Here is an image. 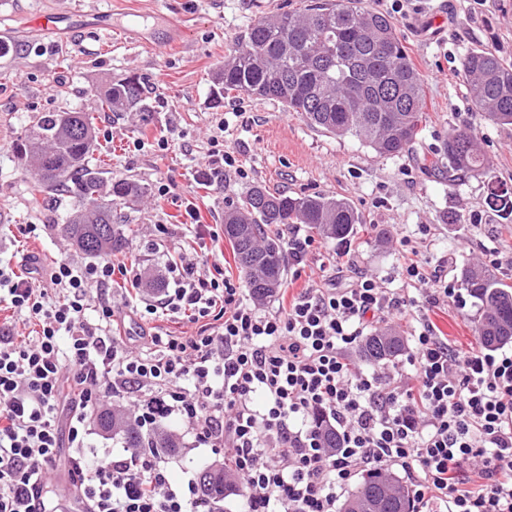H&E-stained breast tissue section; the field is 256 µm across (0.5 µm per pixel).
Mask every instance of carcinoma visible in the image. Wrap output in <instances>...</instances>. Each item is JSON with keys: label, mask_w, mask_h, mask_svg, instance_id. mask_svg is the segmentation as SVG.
I'll list each match as a JSON object with an SVG mask.
<instances>
[{"label": "carcinoma", "mask_w": 512, "mask_h": 512, "mask_svg": "<svg viewBox=\"0 0 512 512\" xmlns=\"http://www.w3.org/2000/svg\"><path fill=\"white\" fill-rule=\"evenodd\" d=\"M468 91L476 111L500 125L512 126V67L491 51L470 52L463 61ZM215 97L243 91L281 103L310 125L335 136H352L381 156H396L419 138L426 121L421 76L409 58L393 22L386 16L343 2L305 5L273 19L254 20L243 43L230 51L215 74ZM101 110L145 112L139 78L103 82ZM94 116L83 111L41 112L16 139L18 164L37 172L33 194H73L76 205L65 231L82 253L108 256L124 248L127 238L112 223V203L135 201L143 187L128 178L106 181L89 164L97 150ZM448 169L481 175L487 160L476 146V134L454 131L445 142ZM487 204L512 213V186L488 181ZM362 219L351 203L333 195H297L264 185L250 188L224 208V237L252 296L266 300L277 294L285 268L277 224H305L316 234L346 243ZM467 294L478 300V336L485 348L512 343V285L481 266L466 265L459 273ZM406 350L403 337L380 333L365 337L362 357L394 363ZM98 429L121 438L126 448H176L174 435L141 433L132 421L114 412L95 415ZM239 491L227 468L202 470L198 494L205 501L222 500ZM412 512L409 487L395 475L366 474L342 504L341 512Z\"/></svg>", "instance_id": "1"}]
</instances>
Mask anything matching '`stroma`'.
<instances>
[{
  "mask_svg": "<svg viewBox=\"0 0 512 512\" xmlns=\"http://www.w3.org/2000/svg\"><path fill=\"white\" fill-rule=\"evenodd\" d=\"M310 0H0V267L18 266L24 254L46 266L64 259L83 265L89 256L64 231L75 200L57 193L32 204L35 175L18 165L13 141L41 112L80 109L95 114V136L105 150L99 162L107 178L129 177L146 192L112 207V221L131 228L115 264L137 263L143 278H160V254L195 244L224 222V205L262 184L290 195L346 198L362 218L350 245L316 239L302 265L287 262L277 296L263 305L276 313L308 286L335 277L345 286L371 278L385 288L402 287L399 241L408 239L426 257L448 262L449 282L463 265H494L512 284V214L486 203L487 182L512 183V127L475 111L462 71L463 58L488 49L512 65V0H355L389 16L412 57L425 89L427 120L408 153L382 156L357 139L336 137L308 125L276 101L245 92L215 102L214 75L255 19L294 11ZM72 21L52 35L34 27L36 17L55 12ZM443 16L444 27L433 28ZM140 78L148 111L115 116L99 111V79ZM229 127L218 131L215 118ZM471 128L488 159L484 175L448 180L444 143L456 128ZM234 151L246 176L224 173L222 184L202 177L213 136ZM169 148L159 151L157 141ZM142 149H135L134 140ZM168 194H160V186ZM195 206L188 215L187 206ZM200 229H193L192 220ZM300 278H292V271ZM439 335L465 352L480 347L474 301L427 311ZM181 446L166 452L177 483L197 477L224 455L196 447L171 426Z\"/></svg>",
  "mask_w": 512,
  "mask_h": 512,
  "instance_id": "obj_1",
  "label": "stroma"
}]
</instances>
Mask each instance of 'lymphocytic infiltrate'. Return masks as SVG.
I'll list each match as a JSON object with an SVG mask.
<instances>
[{
  "label": "lymphocytic infiltrate",
  "instance_id": "obj_1",
  "mask_svg": "<svg viewBox=\"0 0 512 512\" xmlns=\"http://www.w3.org/2000/svg\"><path fill=\"white\" fill-rule=\"evenodd\" d=\"M212 268L203 278L190 256L164 253L146 312L199 329L142 338L110 299L111 261L0 270V306L39 328H0V512H220L195 480L176 485L156 453H87L89 415L126 397L145 431L176 420L222 449L246 512H336L360 473L388 466L404 472L416 512H512V348L456 352L424 323L395 371L350 369L374 323L457 299L443 263L405 248L402 280L420 284L418 296L364 278L304 289L275 314ZM211 315L219 326H201ZM61 468L76 507L51 489Z\"/></svg>",
  "mask_w": 512,
  "mask_h": 512
}]
</instances>
